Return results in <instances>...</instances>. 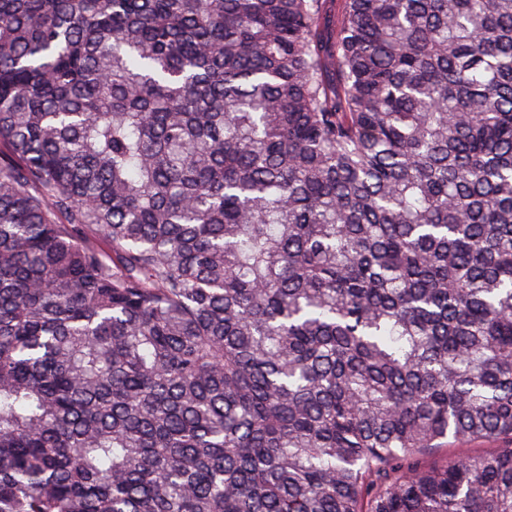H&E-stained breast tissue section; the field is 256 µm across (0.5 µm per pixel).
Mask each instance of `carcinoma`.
I'll list each match as a JSON object with an SVG mask.
<instances>
[{"label":"carcinoma","instance_id":"1","mask_svg":"<svg viewBox=\"0 0 512 512\" xmlns=\"http://www.w3.org/2000/svg\"><path fill=\"white\" fill-rule=\"evenodd\" d=\"M0 512H512V0H0ZM499 445V442L492 441H460L447 448H428L419 458L424 465H439L454 457L476 456L489 448H499Z\"/></svg>","mask_w":512,"mask_h":512}]
</instances>
